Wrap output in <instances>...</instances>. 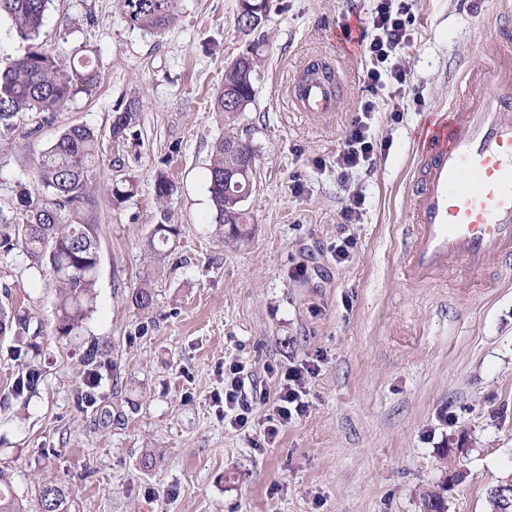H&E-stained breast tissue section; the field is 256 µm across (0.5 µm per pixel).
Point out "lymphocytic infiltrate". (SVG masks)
<instances>
[{
  "label": "lymphocytic infiltrate",
  "mask_w": 512,
  "mask_h": 512,
  "mask_svg": "<svg viewBox=\"0 0 512 512\" xmlns=\"http://www.w3.org/2000/svg\"><path fill=\"white\" fill-rule=\"evenodd\" d=\"M411 19L409 0H377L367 28L360 32L359 43L363 47L360 80L370 96L361 100L358 116L336 151L334 163L341 178L370 173L376 164L378 144L373 126L379 104L374 95L387 88L396 97L404 89L407 70L400 51L409 40ZM242 372L236 363L225 368L224 408L232 413L231 426L245 430L254 421L252 408L241 391ZM318 373V366L308 362L291 366L282 373L269 402V412L259 423V433L266 444H275L282 430L306 413L307 380Z\"/></svg>",
  "instance_id": "lymphocytic-infiltrate-1"
}]
</instances>
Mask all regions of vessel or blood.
<instances>
[{
  "label": "vessel or blood",
  "mask_w": 512,
  "mask_h": 512,
  "mask_svg": "<svg viewBox=\"0 0 512 512\" xmlns=\"http://www.w3.org/2000/svg\"><path fill=\"white\" fill-rule=\"evenodd\" d=\"M496 4L482 33L484 67L461 76L448 107L430 113L415 138L402 271L419 285L493 259L512 271V0ZM340 99L337 79L295 85V106L317 118Z\"/></svg>",
  "instance_id": "vessel-or-blood-1"
}]
</instances>
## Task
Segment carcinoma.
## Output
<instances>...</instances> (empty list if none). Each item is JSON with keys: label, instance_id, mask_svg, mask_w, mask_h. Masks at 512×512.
Masks as SVG:
<instances>
[{"label": "carcinoma", "instance_id": "cac0c4a2", "mask_svg": "<svg viewBox=\"0 0 512 512\" xmlns=\"http://www.w3.org/2000/svg\"><path fill=\"white\" fill-rule=\"evenodd\" d=\"M126 22L133 28H166L176 16L178 0H119ZM52 0H0V18L11 21L16 37L26 44L23 55L0 66V136L17 129L27 113L39 116L58 112L81 92L98 83L97 70L87 58L76 60L40 41L41 28ZM253 59L242 55L224 65V82L214 108L234 116L255 101ZM140 113L128 105L112 123V141L124 139L139 122ZM104 142L95 129L75 124L62 131L42 154L33 172V186L17 194V204L0 205V259L18 252L28 259L26 269L49 270L56 290V332L71 336L93 312L100 264V224L97 221L95 175ZM257 175L256 156L249 143L228 129L213 145L207 190L213 203L216 233L244 242L249 236L251 212L244 206ZM112 203L121 204L134 194V184L124 179L109 187ZM176 224L154 225L146 241L153 262L160 263L165 247L178 237ZM0 301V335L17 342L16 359L22 375L15 392L31 399L39 391L40 368L26 359L37 344L29 336L32 313L14 306L10 294ZM139 310L153 304L150 284L144 282L131 295ZM110 347L95 345L87 351L86 365L104 368L111 363ZM71 489L54 479L35 487L39 512H69ZM0 512H26L6 473L0 470Z\"/></svg>", "mask_w": 512, "mask_h": 512}]
</instances>
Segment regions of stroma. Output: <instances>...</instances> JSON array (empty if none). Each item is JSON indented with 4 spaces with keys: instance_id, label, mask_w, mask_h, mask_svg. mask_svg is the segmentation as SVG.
<instances>
[{
    "instance_id": "stroma-1",
    "label": "stroma",
    "mask_w": 512,
    "mask_h": 512,
    "mask_svg": "<svg viewBox=\"0 0 512 512\" xmlns=\"http://www.w3.org/2000/svg\"><path fill=\"white\" fill-rule=\"evenodd\" d=\"M412 4L402 112L378 116L387 145L374 171L344 180L333 159L365 93L359 55L337 48L343 26L367 25L376 0H269L248 35L238 0H179L156 33L130 28L118 0H53L42 39L89 57L99 83L41 127L24 117L0 137V198L31 187L65 128L109 135L114 112L130 104L140 120L112 150L120 169L104 162L97 171L96 309L78 335L55 330L50 275L26 272L21 254L0 264V298L33 311L44 371L39 397L22 403L13 339L0 336V469L28 512L45 477L71 488V512H424L438 491L447 512H490L491 488L512 482V277L491 263L417 287L396 261L416 132L448 105L460 73L484 64L480 32L495 3ZM243 53L255 60L256 101L231 119L213 101L225 62ZM313 56L345 77L339 110L320 120L288 103ZM228 127L257 155L251 237L241 246L216 235L207 191L212 145ZM161 174L173 185L164 202ZM124 177L136 189L116 207L106 188ZM356 192L362 219L343 223ZM164 218L181 233L155 268L144 241ZM347 236L356 245L336 263ZM149 270L154 303L140 311L130 297ZM97 343L110 346L111 364L95 404L81 408L85 353ZM315 359L309 409L273 446L225 421V364H245L243 395L260 419L282 372Z\"/></svg>"
}]
</instances>
